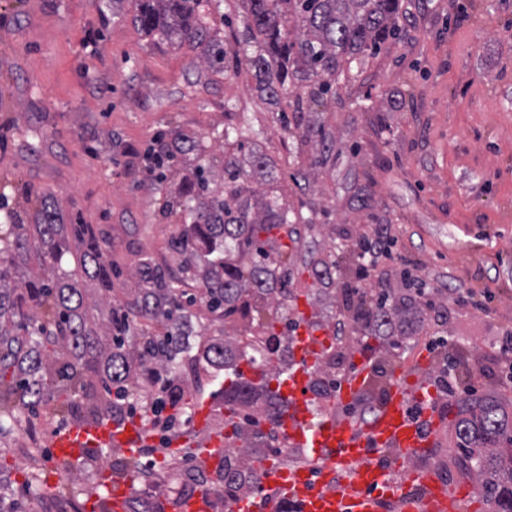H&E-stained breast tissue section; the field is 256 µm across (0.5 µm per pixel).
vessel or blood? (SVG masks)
<instances>
[{"mask_svg": "<svg viewBox=\"0 0 512 512\" xmlns=\"http://www.w3.org/2000/svg\"><path fill=\"white\" fill-rule=\"evenodd\" d=\"M325 330L302 322L295 345L296 366L278 385L286 402L285 412L275 424L289 447L310 451L314 467H289L285 460H265L258 473V488L239 498L231 512H379L385 500L400 503L402 512H457L456 499L427 470L412 471L409 480L391 477L388 468L374 461L372 449L394 452L397 464L433 447L444 418L437 402H425L419 390L405 382L401 370H394L380 398L377 413L361 424L338 418L337 409L350 406L366 388L370 369L366 356H354L351 369L336 387V411L314 416L309 391L312 367L323 352ZM421 405L423 421H416L412 405ZM147 438L139 420L122 423L100 418L89 425H71L53 437L58 455L76 458L89 448H118L137 456ZM224 436L211 434L204 443L200 461L212 468L222 460ZM100 482L109 491L107 502L89 498L86 512H98L108 505L110 512H126L128 484L101 471ZM168 512H214L213 493H202L167 506Z\"/></svg>", "mask_w": 512, "mask_h": 512, "instance_id": "b4317fda", "label": "vessel or blood"}]
</instances>
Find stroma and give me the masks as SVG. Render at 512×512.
Here are the masks:
<instances>
[{
	"label": "stroma",
	"instance_id": "1",
	"mask_svg": "<svg viewBox=\"0 0 512 512\" xmlns=\"http://www.w3.org/2000/svg\"><path fill=\"white\" fill-rule=\"evenodd\" d=\"M399 39L340 81L333 96L309 104L282 126L248 70L207 74L195 53L141 35L130 17L135 0H0V204L23 215L32 191L53 195L64 223L91 225L110 244L114 299L140 285L133 269L142 254L170 261L167 241L177 221L164 217L165 195L189 172L170 168L165 181L148 173L146 150L173 123L208 136L243 121L260 129L256 149L277 166L288 202L310 217L290 254L293 288L308 296L320 323L346 320L350 349L369 330L357 311L363 295L402 293L400 271L415 268L435 290L436 307L403 323L404 343L372 351L374 367L401 368L434 382L447 355L468 361L472 401H496L512 417V388L494 376L490 338L512 327V0H400ZM233 110H225V103ZM324 126L328 146L311 129ZM390 227V259L380 280L350 291L357 244L373 225ZM344 280L314 283L309 266L330 260ZM463 292L485 305L452 306ZM463 398L447 405L438 445L429 449L434 477L472 490L464 512H493L475 495L460 466L452 425ZM74 411L37 409L33 431L0 438V512H60L85 502L108 456L126 471L120 451L95 448L72 475L30 458V433L44 455ZM193 461L166 471L155 495L133 474L128 502L181 497Z\"/></svg>",
	"mask_w": 512,
	"mask_h": 512
}]
</instances>
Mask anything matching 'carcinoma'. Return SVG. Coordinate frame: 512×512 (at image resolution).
Here are the masks:
<instances>
[{
  "instance_id": "carcinoma-1",
  "label": "carcinoma",
  "mask_w": 512,
  "mask_h": 512,
  "mask_svg": "<svg viewBox=\"0 0 512 512\" xmlns=\"http://www.w3.org/2000/svg\"><path fill=\"white\" fill-rule=\"evenodd\" d=\"M241 29L236 47L224 46L203 0H138L132 17L143 35L174 48L188 46L213 76L246 65L262 90L294 112L304 111L300 91L318 102L334 90L344 70L360 68L382 44L400 34L399 0H238ZM257 132L246 124H229L224 141L222 184L214 186L209 145L172 128L156 135L147 156L171 165L190 162V175L165 208L182 224L168 240L181 258L180 270L148 254L134 275L145 287L112 301V264L108 249L88 224H64L52 196L35 193L29 217L5 214L9 232L0 236V435L20 428L26 411L50 401L86 400L83 419L102 415L116 421L138 411L148 426L167 418L179 423L193 393L201 391L207 369L193 365L201 352L207 363L223 367L233 356L241 332L257 329L265 336L261 380L239 376L224 386L226 423L242 441L241 458L227 462L218 484L239 498L256 485L254 462L266 457L262 433L234 421L250 408L258 390L266 391L267 415L284 412L283 399L270 387L283 375L281 360L292 350L299 318L286 313L294 301L293 269L286 250L299 244L297 225L310 219L288 206L277 169L263 154L250 165L239 155L251 150ZM290 243L281 242V236ZM34 255L41 272L17 282L18 263ZM316 282L345 275L333 261L311 269ZM94 281L104 296L88 297L79 287ZM202 304L213 325L231 324L236 335L206 337L195 330L191 308ZM370 326L383 331L392 348L402 343L393 323L398 315L421 318L425 309L406 295L372 299L361 310ZM190 366L186 381L181 368ZM99 383L104 395L89 390ZM467 470L480 485L494 512H512V418L487 399L468 417L454 423Z\"/></svg>"
}]
</instances>
